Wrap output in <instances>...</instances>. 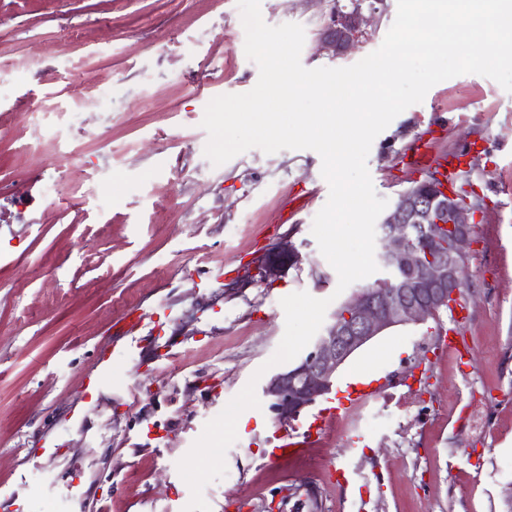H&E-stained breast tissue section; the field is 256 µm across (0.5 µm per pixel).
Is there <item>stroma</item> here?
<instances>
[{
    "label": "stroma",
    "mask_w": 512,
    "mask_h": 512,
    "mask_svg": "<svg viewBox=\"0 0 512 512\" xmlns=\"http://www.w3.org/2000/svg\"><path fill=\"white\" fill-rule=\"evenodd\" d=\"M260 5L267 24L304 27L309 69L360 61L397 12L385 0L330 56L324 0ZM244 43L236 0H0V512H183L177 463L276 351L281 299L334 293L311 232L329 196L320 155H204L207 103L258 80ZM85 80L93 112L74 106ZM418 139L467 159L483 203L466 319L359 350L337 377L372 378L378 413L349 440L333 388L287 425L323 417L310 460H271L273 412L245 410L225 477L203 489L210 512H512V93L477 74L431 87L372 143L378 197L422 177L406 156ZM285 237L302 260L267 285L249 262ZM137 308L151 328L131 331ZM454 327L462 372L433 354Z\"/></svg>",
    "instance_id": "1"
}]
</instances>
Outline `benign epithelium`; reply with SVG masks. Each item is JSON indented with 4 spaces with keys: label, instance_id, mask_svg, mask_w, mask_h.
<instances>
[{
    "label": "benign epithelium",
    "instance_id": "7a95c632",
    "mask_svg": "<svg viewBox=\"0 0 512 512\" xmlns=\"http://www.w3.org/2000/svg\"><path fill=\"white\" fill-rule=\"evenodd\" d=\"M383 2L371 0L366 7L355 2L349 9L330 0L319 49L336 55L356 46ZM430 187L428 177L414 181L381 222L377 259L392 278L353 293L313 347L265 382L262 394L278 422L296 418L327 394L348 359L377 336L456 309L478 208L459 201L449 188L439 194ZM299 261L298 249L285 238L262 256L255 270L260 280L273 283Z\"/></svg>",
    "mask_w": 512,
    "mask_h": 512
}]
</instances>
